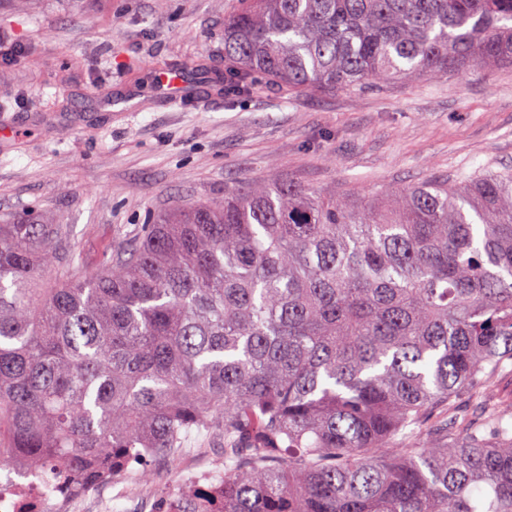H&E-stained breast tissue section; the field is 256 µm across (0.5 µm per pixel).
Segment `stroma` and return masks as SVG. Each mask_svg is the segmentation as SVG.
I'll return each instance as SVG.
<instances>
[{
    "mask_svg": "<svg viewBox=\"0 0 512 512\" xmlns=\"http://www.w3.org/2000/svg\"><path fill=\"white\" fill-rule=\"evenodd\" d=\"M241 0H0V223L67 227L57 270L96 269L152 215L219 201L225 186L291 179L374 199L427 178L512 171V69L336 93L256 78L234 92L224 20ZM181 73L198 99L166 106L147 74ZM113 108H105L104 99ZM188 436L157 482L223 460Z\"/></svg>",
    "mask_w": 512,
    "mask_h": 512,
    "instance_id": "obj_1",
    "label": "stroma"
}]
</instances>
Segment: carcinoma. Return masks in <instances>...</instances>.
<instances>
[{"mask_svg":"<svg viewBox=\"0 0 512 512\" xmlns=\"http://www.w3.org/2000/svg\"><path fill=\"white\" fill-rule=\"evenodd\" d=\"M236 91L512 67V0H245ZM0 224V461L65 489L192 432L224 487L176 512H512V172L386 197L248 181L84 277Z\"/></svg>","mask_w":512,"mask_h":512,"instance_id":"obj_1","label":"carcinoma"}]
</instances>
